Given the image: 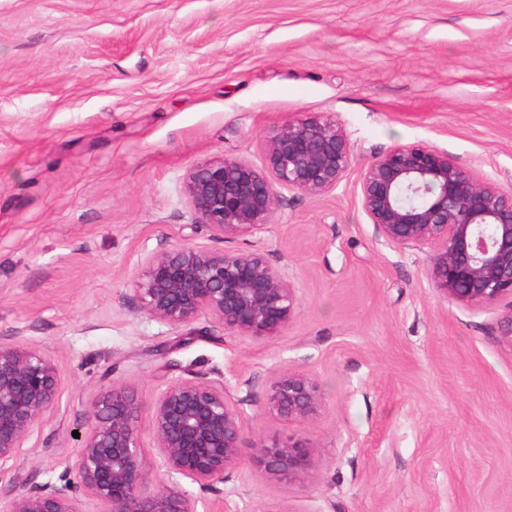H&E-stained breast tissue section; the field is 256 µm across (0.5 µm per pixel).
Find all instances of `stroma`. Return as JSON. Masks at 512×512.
<instances>
[{"mask_svg":"<svg viewBox=\"0 0 512 512\" xmlns=\"http://www.w3.org/2000/svg\"><path fill=\"white\" fill-rule=\"evenodd\" d=\"M314 113L353 148L335 191L283 192L259 235L191 231L187 171L263 166L265 132ZM401 145L512 193V0H0V342L64 382L11 478L57 481L104 385L148 409L201 379L248 440H302L311 464L177 477L198 512H512L506 305L444 298L430 253L385 243L361 205L363 169ZM187 238L280 270L296 306L279 335L139 312L144 257ZM288 368L322 392L309 422L267 406Z\"/></svg>","mask_w":512,"mask_h":512,"instance_id":"obj_1","label":"stroma"}]
</instances>
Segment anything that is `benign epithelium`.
I'll use <instances>...</instances> for the list:
<instances>
[{
    "label": "benign epithelium",
    "mask_w": 512,
    "mask_h": 512,
    "mask_svg": "<svg viewBox=\"0 0 512 512\" xmlns=\"http://www.w3.org/2000/svg\"><path fill=\"white\" fill-rule=\"evenodd\" d=\"M265 166L216 158L190 169L184 190L193 215L214 239L227 241L268 229L280 191L319 197L340 185L352 162L351 144L328 115L296 118L264 137ZM364 211L385 242L431 253L428 277L445 298L484 306L508 301L499 322L512 347V194L474 177L447 154L399 146L361 174ZM138 310L172 328L207 317L236 336L273 337L288 324L295 289L261 254L214 250L183 242L148 253L137 273ZM63 389L49 356L22 339L0 344V512H198L177 484L155 486L143 454L142 404L128 385L106 386L87 406L76 457L58 480L24 489L3 482ZM267 403L300 423L322 407L317 383L283 370L270 382ZM154 448L167 475L202 488L224 482L243 460L246 428L224 384L184 380L169 385L153 410ZM251 458L274 472L310 465L299 440H255Z\"/></svg>",
    "instance_id": "1"
}]
</instances>
